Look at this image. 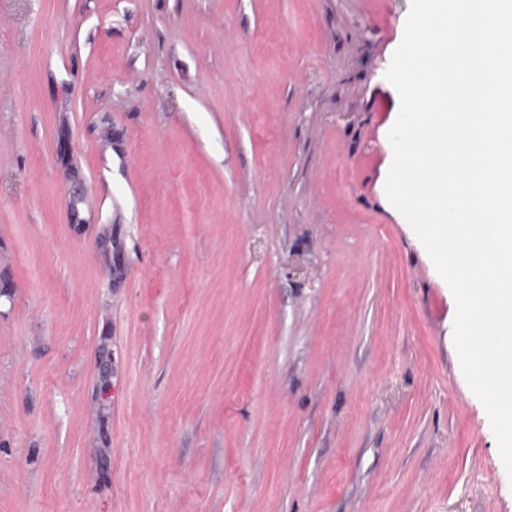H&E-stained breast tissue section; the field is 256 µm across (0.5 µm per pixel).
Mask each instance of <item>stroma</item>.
Listing matches in <instances>:
<instances>
[{
	"label": "stroma",
	"mask_w": 512,
	"mask_h": 512,
	"mask_svg": "<svg viewBox=\"0 0 512 512\" xmlns=\"http://www.w3.org/2000/svg\"><path fill=\"white\" fill-rule=\"evenodd\" d=\"M409 0H0V512H512L390 204Z\"/></svg>",
	"instance_id": "35a3bbf8"
}]
</instances>
